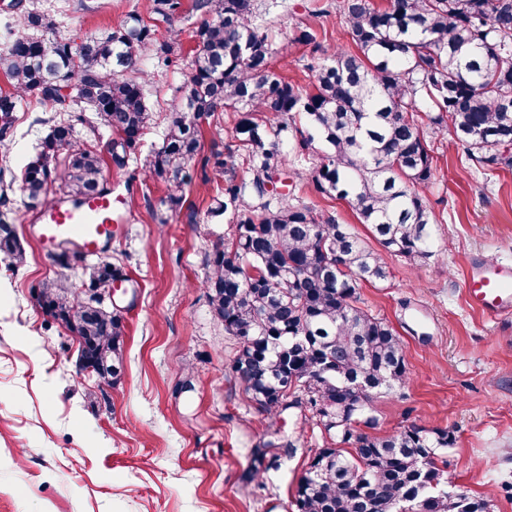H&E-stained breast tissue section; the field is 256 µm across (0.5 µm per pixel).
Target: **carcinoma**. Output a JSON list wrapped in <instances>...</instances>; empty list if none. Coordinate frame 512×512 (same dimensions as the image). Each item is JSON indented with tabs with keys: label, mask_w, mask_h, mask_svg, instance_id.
Returning <instances> with one entry per match:
<instances>
[{
	"label": "carcinoma",
	"mask_w": 512,
	"mask_h": 512,
	"mask_svg": "<svg viewBox=\"0 0 512 512\" xmlns=\"http://www.w3.org/2000/svg\"><path fill=\"white\" fill-rule=\"evenodd\" d=\"M257 10V0H192L191 11L204 21L179 87L185 103L143 168L172 187L169 207L182 208L189 166L211 163L199 157L204 124L217 112L237 114L235 144L213 162L224 177V200L210 209L213 217L229 215L230 233L206 255L204 280L214 316L239 341L228 372L266 414L307 411L334 440L297 483V512H491L488 501L464 489L441 488L448 479L442 454L455 445V430L412 423L382 437L368 433L377 418L370 397L354 395L353 386L392 390L408 379L400 334L360 307L361 284L390 276L381 251L350 225L292 202L294 189L270 200L266 186L291 163L282 135L288 119L301 114L306 127L295 128L297 147L308 149L316 137L328 146L312 171L315 191L347 200L382 251L415 262L435 256L434 218L423 195L437 168L433 138L466 144L484 172L512 167V0H336L352 48L312 57L309 87L277 73L284 49L257 21ZM151 12L170 26L183 3L152 0ZM60 14L54 0H32L5 25L12 42L3 70L13 91H0V141L11 135L22 98L37 96L49 113L38 122L50 131L22 171L31 207L44 205L57 181L75 205L106 191L104 158L77 144L79 125L92 134L99 123L122 133L109 141L117 168L138 162L154 117L141 60L150 55L162 69L177 62L176 41L159 40L156 25L138 13L77 49L58 31ZM291 41L321 50L308 26L297 27ZM69 86L77 99L64 106L61 91ZM241 161L247 180L237 175ZM0 252L15 270L26 263L4 223ZM120 275L105 248L82 287L105 293ZM36 297L79 338L98 385L118 380L121 316L62 279L40 283ZM271 446L253 450L246 480L270 466Z\"/></svg>",
	"instance_id": "cac0c4a2"
}]
</instances>
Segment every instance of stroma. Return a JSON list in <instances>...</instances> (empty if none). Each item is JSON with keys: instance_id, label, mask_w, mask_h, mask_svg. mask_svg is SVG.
Returning <instances> with one entry per match:
<instances>
[{"instance_id": "stroma-1", "label": "stroma", "mask_w": 512, "mask_h": 512, "mask_svg": "<svg viewBox=\"0 0 512 512\" xmlns=\"http://www.w3.org/2000/svg\"><path fill=\"white\" fill-rule=\"evenodd\" d=\"M336 0H258L259 17L288 53L280 74L306 86L310 47L291 43L296 27L316 29L327 52L349 45ZM144 0H66L64 34L98 37ZM201 16L176 21L177 67L144 58L148 104L155 114L143 153L162 144L195 46ZM38 106L25 98L12 137L0 143V167L15 182L0 218L27 252L18 271L0 255V512H295V485L327 439L313 421L291 409L279 417L259 410L230 378L238 348L214 321L202 286L205 255L230 226L208 213L221 192L195 172L180 210L165 202L166 185L128 196L109 252L128 280L114 301L125 334L124 370L104 394L88 397L92 381L78 377V343L35 301L39 283L61 278L80 284L82 268L57 264L32 232L36 211L26 206L19 177L46 132ZM292 159L288 179L316 213L334 216L368 237L352 206L315 193L311 172L326 146L314 140ZM437 170L425 191L445 253L423 263L385 254L388 281L363 285L361 306L402 336L409 380L374 400L375 435L415 423L452 428L446 449L450 486L512 512V314L490 319L465 301L464 275L472 257L512 263V169L476 171L465 145L434 141ZM194 389L181 391L182 380ZM293 449L270 446L272 433ZM267 447L270 468L244 481L253 449Z\"/></svg>"}]
</instances>
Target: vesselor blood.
I'll list each match as a JSON object with an SVG mask.
<instances>
[{"label":"vessel or blood","mask_w":512,"mask_h":512,"mask_svg":"<svg viewBox=\"0 0 512 512\" xmlns=\"http://www.w3.org/2000/svg\"><path fill=\"white\" fill-rule=\"evenodd\" d=\"M114 200L111 192L89 195L79 205L52 203L42 210L37 226L49 247L72 243L86 254H98L112 238ZM467 302L488 317L512 311V265L479 257L466 275Z\"/></svg>","instance_id":"obj_1"}]
</instances>
